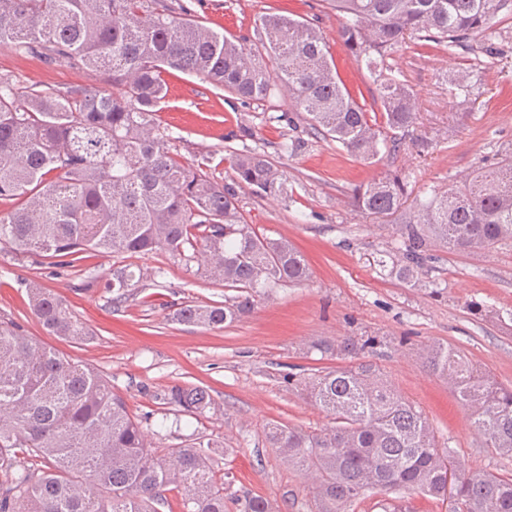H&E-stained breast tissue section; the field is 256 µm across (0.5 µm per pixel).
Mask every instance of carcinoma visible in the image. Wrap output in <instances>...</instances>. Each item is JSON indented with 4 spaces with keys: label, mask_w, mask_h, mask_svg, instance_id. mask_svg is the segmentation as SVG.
Wrapping results in <instances>:
<instances>
[{
    "label": "carcinoma",
    "mask_w": 512,
    "mask_h": 512,
    "mask_svg": "<svg viewBox=\"0 0 512 512\" xmlns=\"http://www.w3.org/2000/svg\"><path fill=\"white\" fill-rule=\"evenodd\" d=\"M343 19L340 39L375 85L376 123L341 81L320 28L268 14L254 35L229 38L186 19L182 0H0V46L55 67L86 69L100 82L37 88L0 75V252L43 257L59 269L87 253L130 257L154 252L168 263L235 291L224 301L181 303L171 319L218 327L247 314L272 289L310 272L286 239L258 235L233 188L174 152L172 131L156 113L165 75L195 76L243 104L288 92L314 134L375 163L395 154L417 120L412 89L388 63L399 47L423 38L455 53L484 39L495 58L492 19L509 0H330ZM236 183L288 199V178L247 145L231 151ZM352 205L394 225L399 248L378 259L381 271L414 280L438 244L458 252L512 240V152L474 169L444 191L415 199L387 173L351 190ZM164 270L127 264L104 284L113 304ZM47 334L75 344L95 339L59 296L27 284ZM382 341L347 336L314 348L338 359L376 353ZM427 371L448 382L487 446L512 457V387L473 366L460 349L437 343L422 354ZM283 383L333 416L320 432L273 425L266 438L306 474L317 512H350L369 492L418 491L448 512H512V473L466 468L439 445L422 410L371 361L313 373L285 372ZM164 400L185 416L214 405L199 386L171 387ZM220 453L192 434L177 448L146 439L124 399L93 367L24 334L0 316V512H163L169 491L183 512H225ZM238 512H278L261 496L236 498Z\"/></svg>",
    "instance_id": "obj_1"
}]
</instances>
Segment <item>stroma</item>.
Here are the masks:
<instances>
[{"mask_svg":"<svg viewBox=\"0 0 512 512\" xmlns=\"http://www.w3.org/2000/svg\"><path fill=\"white\" fill-rule=\"evenodd\" d=\"M191 2L204 26L227 35H252L264 14L318 25L347 90L360 104L371 105L375 87L343 47L340 19L326 0ZM494 43L500 61L490 68L479 42L454 55L424 40L395 52L391 62L416 94L418 120L394 158L373 164L312 135L305 136L301 153L281 155L282 137L302 134L301 128L280 119L293 109L287 94L269 105H244L199 78L169 75L159 119L177 135L183 160L208 162L215 180L236 187L228 150L237 146V136L246 128L248 145L285 171L290 201L236 188L238 204L258 234L288 239L304 254L309 280L273 289L241 320L208 328L179 324L169 315L183 302L223 300L224 287L168 264L163 254L136 258V265L163 268L164 275L159 285L141 289L116 310L103 283L123 265L122 257L87 256L75 274L56 271L40 258L0 253V315L11 316L29 336L99 370L148 437H157L158 421L179 416L164 401L171 386L209 388L215 408L159 439L162 447L175 448L196 433L224 448L219 468L233 475L224 492L226 512H237L235 499L246 493L273 501L282 512H316L308 477L281 461L267 443L266 428L280 423L317 432L330 426V417L288 388L281 375L292 366L308 371L336 366V359L312 345L345 336L383 340L376 359L381 372L422 409L438 441L450 443L462 463L512 472V458L487 446L453 390L431 376L419 359L426 345L451 343L482 371L512 387V241L471 253L433 247L418 280L408 283L381 274L375 263L379 253L397 247L391 225L374 223L349 198L353 186L388 172L406 177L410 196L423 197L512 152V10L497 13ZM471 69L480 70V81L470 98L456 96L449 75ZM0 73L27 84H99L89 71L50 67L4 46ZM81 275L95 283L78 292L74 286ZM29 280L66 299L95 332V342L77 345L45 335L29 307Z\"/></svg>","mask_w":512,"mask_h":512,"instance_id":"1","label":"stroma"}]
</instances>
